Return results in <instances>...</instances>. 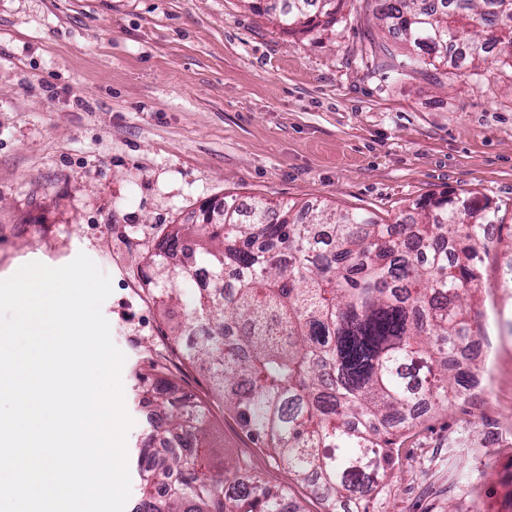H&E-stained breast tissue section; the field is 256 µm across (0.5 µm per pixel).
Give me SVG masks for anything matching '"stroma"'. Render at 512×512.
I'll return each mask as SVG.
<instances>
[{
	"label": "stroma",
	"instance_id": "obj_1",
	"mask_svg": "<svg viewBox=\"0 0 512 512\" xmlns=\"http://www.w3.org/2000/svg\"><path fill=\"white\" fill-rule=\"evenodd\" d=\"M266 0H0V280L85 253L126 360L123 405L142 499L139 399L158 371L210 409L225 455L322 512L240 427L169 335L179 306L144 301L146 258L170 224L236 195L360 209L390 224L431 194L500 211L474 301L484 383L401 440L370 512H512V83L399 76L367 56L386 34L364 0L334 32H282Z\"/></svg>",
	"mask_w": 512,
	"mask_h": 512
}]
</instances>
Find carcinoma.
I'll use <instances>...</instances> for the list:
<instances>
[{
  "label": "carcinoma",
  "mask_w": 512,
  "mask_h": 512,
  "mask_svg": "<svg viewBox=\"0 0 512 512\" xmlns=\"http://www.w3.org/2000/svg\"><path fill=\"white\" fill-rule=\"evenodd\" d=\"M378 24L407 53L378 45L403 75L445 66L448 45L469 40L467 75L512 72V0H371ZM345 0H269L264 14L290 35L336 26ZM498 208L461 207L446 195L413 203L393 224L352 210L236 197L224 217L169 224L147 258L142 287L162 307L181 285L207 282L171 326L177 339L205 336L184 359L210 380L254 440L321 493L325 512L342 499L355 512L385 488L396 445L416 426L405 411L423 400L447 411L471 398L480 366L462 357L481 335L473 298L476 262ZM163 376L142 401L153 406L152 444L140 451L139 512H285L288 490L248 472L247 460L218 458L208 413L173 397ZM177 476L159 500L154 488Z\"/></svg>",
  "instance_id": "1"
}]
</instances>
